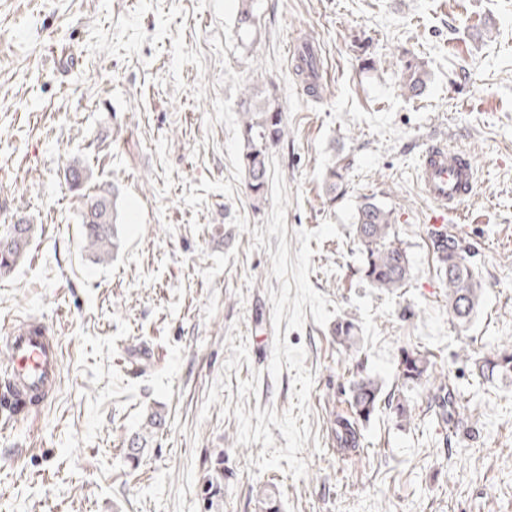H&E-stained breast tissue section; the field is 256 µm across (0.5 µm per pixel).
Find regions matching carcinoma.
<instances>
[{
	"instance_id": "cac0c4a2",
	"label": "carcinoma",
	"mask_w": 512,
	"mask_h": 512,
	"mask_svg": "<svg viewBox=\"0 0 512 512\" xmlns=\"http://www.w3.org/2000/svg\"><path fill=\"white\" fill-rule=\"evenodd\" d=\"M254 26L253 0H239L237 27L248 35ZM320 59L313 40L305 37L294 57L293 74L306 94L320 93ZM402 86L411 97H419L426 88L425 72L410 56L402 61ZM242 167L245 184L252 196L264 195L268 174V148L278 143L285 133L282 112L258 95L247 91L241 100ZM70 187L82 189L93 180V172L80 164H70L65 171ZM83 249L89 259L98 265H107L120 248L118 224L113 203L102 192L87 195L85 208L80 212ZM20 233L15 249L0 254V278L10 275L26 255L35 236V225L24 222L22 226L7 225L0 237ZM355 234L362 245L363 261L360 272L371 286L394 291L403 286L410 273V261L405 249L396 241L391 212L371 198L359 205L356 214ZM431 247L439 263V272L448 288V315L458 326L466 325L474 316L481 301V283L470 248L464 246L447 227L434 228L429 232ZM354 323L346 320L336 328L340 344L351 349L355 345ZM476 376L484 383L494 384L512 379V351L507 349L474 361ZM400 394L394 393L383 399L382 383L370 374H358L350 392V406L354 419L340 417L333 421L332 435L339 448H356L359 444L357 422H368L380 411L382 402L394 409L396 417L407 421L411 417L408 396L405 392L421 385L432 389L435 415L448 418L456 395L446 376L436 374L427 354L415 350H402L398 360ZM164 417L159 410L148 412L140 430L132 438L127 449V459L139 460L148 437L162 426ZM224 493V457L219 454L211 463L210 474L204 490L208 509H214L215 500ZM258 512H281L275 488H263L257 494Z\"/></svg>"
}]
</instances>
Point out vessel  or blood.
Segmentation results:
<instances>
[{
	"label": "vessel or blood",
	"instance_id": "obj_1",
	"mask_svg": "<svg viewBox=\"0 0 512 512\" xmlns=\"http://www.w3.org/2000/svg\"><path fill=\"white\" fill-rule=\"evenodd\" d=\"M417 180L433 206L430 222L438 227L470 197L474 169L463 150L440 142L421 154ZM5 358L6 379L0 384V425L4 427L41 412L54 399L63 368L58 336L36 317L10 332Z\"/></svg>",
	"mask_w": 512,
	"mask_h": 512
}]
</instances>
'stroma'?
Instances as JSON below:
<instances>
[{
    "label": "stroma",
    "instance_id": "obj_1",
    "mask_svg": "<svg viewBox=\"0 0 512 512\" xmlns=\"http://www.w3.org/2000/svg\"><path fill=\"white\" fill-rule=\"evenodd\" d=\"M0 0V225L37 227L30 254L0 279V346L23 320L53 324L63 371L54 402L0 435V512H205L210 461L224 455L219 512H256L275 480L282 512H512V384H484L474 358L512 350V0ZM314 37L320 96L292 74ZM428 72L401 87L400 58ZM274 93L285 134L269 149L287 185L285 238L268 234L271 197L241 167L240 102ZM439 139L469 153L472 196L448 225L473 248L483 285L464 328L448 318L427 234L419 157ZM78 160L115 195L122 243L109 265L81 252ZM342 168L328 194L324 175ZM373 198L395 219L411 274L392 292L362 280L355 214ZM309 281L353 320L306 319L290 345L314 378L304 478L259 471L263 445L237 443L236 407L291 409L293 371L272 379L271 251L323 221ZM429 354L457 390L448 421L427 386L412 416L381 410L358 448H337L358 372L394 391L401 350ZM165 425L143 457L126 451L148 409Z\"/></svg>",
    "mask_w": 512,
    "mask_h": 512
}]
</instances>
